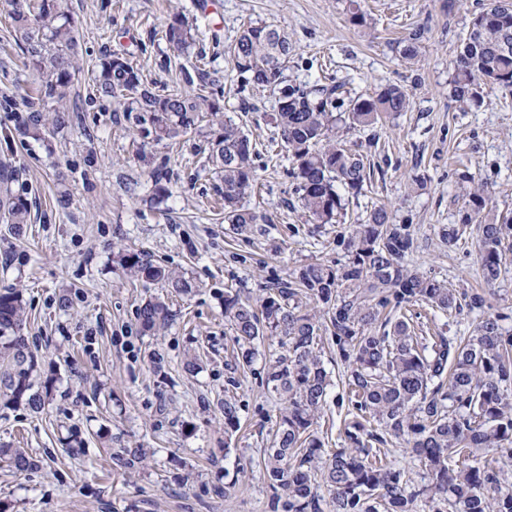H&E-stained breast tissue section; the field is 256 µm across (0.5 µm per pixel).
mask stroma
<instances>
[{"mask_svg": "<svg viewBox=\"0 0 512 512\" xmlns=\"http://www.w3.org/2000/svg\"><path fill=\"white\" fill-rule=\"evenodd\" d=\"M489 2L360 0L361 27L348 20L349 0H63L84 65L119 53L159 87L185 88L184 74L196 65L223 82L224 113L257 152L258 186L246 205L264 220L246 237L225 224L218 177L205 162L208 116L176 142L143 144L121 113L90 111L93 83L85 72L74 82L81 111L69 127L0 150V159L19 169L31 210L21 228L0 223V290L22 292V334L36 386L48 395L39 414L0 405V445L26 449L39 463L22 474L0 472V512H271L263 457L279 401L265 389L264 356L277 341L265 340L251 370H233L224 291L255 302L302 265L345 259L350 225L364 223L375 207L408 225L410 268L458 293L487 290L490 313L512 330V252L496 284L486 286L479 229L465 221L480 184L495 215L512 216V91H488L482 103L464 108L453 84L469 22ZM7 10L0 0V97L19 100L32 75ZM176 14L197 26L185 54L161 36ZM263 23L292 39L289 84H339L347 102L388 84L410 95L408 111L346 133L371 174L340 223L318 224L303 211L271 120L276 93L247 85L231 68L226 47L243 27ZM417 27L425 31L419 53L404 59L400 42ZM158 167L167 171L168 188L159 201L146 176ZM445 224L465 227L454 246L440 240ZM127 249L184 271L195 286L190 296H167L171 320L158 335H142L137 309L165 290L120 266ZM406 317L426 345L471 335L477 321L468 310L444 313L424 303ZM155 352L165 359L159 371ZM190 356L199 364L192 373L184 368ZM322 359L334 386L318 431L332 448L348 419V396L334 352ZM228 394L242 406L241 429L230 439L220 411ZM120 448L153 455L124 471L112 466Z\"/></svg>", "mask_w": 512, "mask_h": 512, "instance_id": "obj_1", "label": "stroma"}]
</instances>
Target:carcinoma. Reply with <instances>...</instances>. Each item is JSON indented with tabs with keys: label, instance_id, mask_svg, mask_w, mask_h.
Returning <instances> with one entry per match:
<instances>
[{
	"label": "carcinoma",
	"instance_id": "1",
	"mask_svg": "<svg viewBox=\"0 0 512 512\" xmlns=\"http://www.w3.org/2000/svg\"><path fill=\"white\" fill-rule=\"evenodd\" d=\"M491 5L475 14L454 61V93L467 105L486 88L512 89V6ZM8 18L21 34L26 65L35 76L36 98L26 105L16 131L38 138L49 127L71 124V91L80 72L73 18L60 0H7ZM425 30L403 40L405 58L417 54ZM194 23L175 16L163 37L183 51L195 43ZM292 42L274 24L250 25L228 48L233 69L248 75L253 86L279 92L273 114L296 181L303 209L320 224H334L345 210V195L361 194L366 181L364 155L347 145L344 132L376 125L382 115L404 112L410 99L390 84L376 96L349 106L336 88L285 84L284 71ZM93 104L98 111L123 113L144 142L160 144L184 137L207 112L219 126L209 141L208 159L220 174L224 222L246 235L258 215L245 205L258 180L254 150L248 137L223 122L224 89L202 82L190 90H154L121 54L105 55L92 68ZM25 186L19 172L0 161V222L30 221ZM489 194L484 186L471 193V209L484 220L477 243L486 283L499 277L504 241L511 224L488 218ZM414 238L391 223L386 208L371 210L366 223L354 224L347 240L348 259L332 265L302 266L265 289L259 307L231 289L224 292V319L237 344L236 367H251L266 336L281 338V352L269 357L265 385L280 401L277 429L266 449L264 470L273 491L274 512H414L419 500L429 512H512V475L497 463L512 460V333L500 316L486 312L479 292L457 297L445 280L409 268ZM122 267L137 277L188 296L195 285L184 273L153 263L142 253L120 256ZM307 299L322 307L304 312ZM421 301L441 311L463 307L479 314L473 334L440 336L431 346L418 342L403 316H394ZM143 332H155L169 321L159 297L137 309ZM24 307L19 292H0V355L11 367L0 375V401L25 404L38 413L45 399L34 390V356L21 336ZM334 347L345 366L353 420L340 433L341 447L324 448L314 429L327 403L331 378L323 361V345ZM224 433L240 423L241 407L231 395L220 406ZM396 439L409 447L423 468L421 481L377 458L384 444ZM147 448H121L115 464L135 468L149 456ZM0 466L25 472L37 467L22 448H0Z\"/></svg>",
	"mask_w": 512,
	"mask_h": 512
}]
</instances>
